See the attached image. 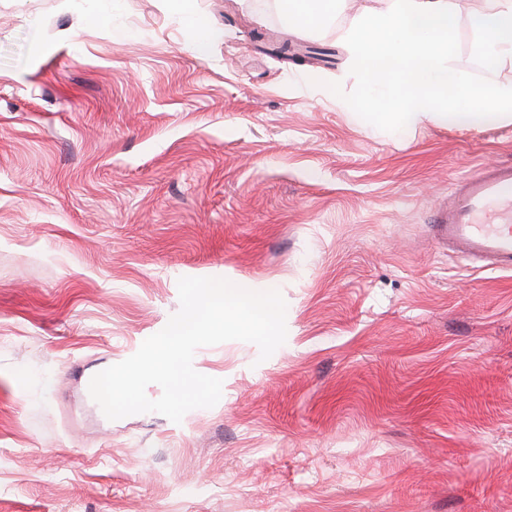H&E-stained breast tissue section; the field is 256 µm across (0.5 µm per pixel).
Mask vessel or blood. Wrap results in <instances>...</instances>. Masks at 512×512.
<instances>
[{
  "label": "vessel or blood",
  "mask_w": 512,
  "mask_h": 512,
  "mask_svg": "<svg viewBox=\"0 0 512 512\" xmlns=\"http://www.w3.org/2000/svg\"><path fill=\"white\" fill-rule=\"evenodd\" d=\"M435 235L462 256L512 271V165L463 177L441 205Z\"/></svg>",
  "instance_id": "obj_1"
}]
</instances>
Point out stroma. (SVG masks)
Masks as SVG:
<instances>
[{
  "label": "stroma",
  "mask_w": 512,
  "mask_h": 512,
  "mask_svg": "<svg viewBox=\"0 0 512 512\" xmlns=\"http://www.w3.org/2000/svg\"><path fill=\"white\" fill-rule=\"evenodd\" d=\"M462 0L459 72L488 65ZM350 0H0V512H512V272L449 255L437 205L512 163V122L386 132L324 89ZM264 283L287 339L197 349L181 422L88 391L180 307ZM289 26L309 27L336 11L335 0H279Z\"/></svg>",
  "instance_id": "obj_1"
}]
</instances>
